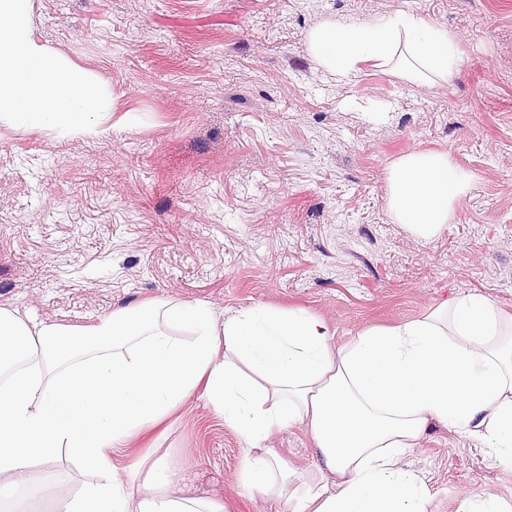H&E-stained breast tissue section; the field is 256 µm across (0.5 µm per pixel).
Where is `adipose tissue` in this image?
Listing matches in <instances>:
<instances>
[{
	"mask_svg": "<svg viewBox=\"0 0 512 512\" xmlns=\"http://www.w3.org/2000/svg\"><path fill=\"white\" fill-rule=\"evenodd\" d=\"M308 44L339 78L393 65L412 85L450 79L461 55L446 29L404 11L315 28ZM474 181L447 151L404 154L388 170V213L435 237ZM331 338L301 308L221 322L204 303L149 300L70 327L1 307L0 490L47 486L45 466L64 452L93 478L60 492V512H225L166 462L140 479L112 461L197 391L249 445L243 486L277 497L278 512H427L424 484L401 461L434 422L512 468V315L466 293L340 347ZM295 424L321 479L287 496L289 470L265 442Z\"/></svg>",
	"mask_w": 512,
	"mask_h": 512,
	"instance_id": "obj_1",
	"label": "adipose tissue"
}]
</instances>
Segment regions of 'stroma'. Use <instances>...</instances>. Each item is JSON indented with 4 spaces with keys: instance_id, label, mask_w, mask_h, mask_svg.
Masks as SVG:
<instances>
[{
    "instance_id": "obj_1",
    "label": "stroma",
    "mask_w": 512,
    "mask_h": 512,
    "mask_svg": "<svg viewBox=\"0 0 512 512\" xmlns=\"http://www.w3.org/2000/svg\"><path fill=\"white\" fill-rule=\"evenodd\" d=\"M408 11L463 56L448 82L394 68L337 81L308 49L326 23ZM36 35L112 83V129L60 140L0 125V307L84 326L130 304L218 318L268 306L321 317L340 346L463 293L512 313V0H33ZM445 150L475 183L431 239L392 223L388 168ZM268 447L313 481L303 425ZM232 512H275L240 482L247 444L193 394L132 438ZM432 512L512 504V469L432 423L402 461Z\"/></svg>"
}]
</instances>
